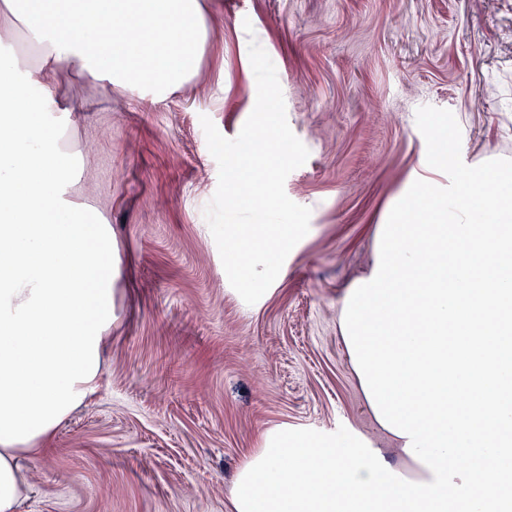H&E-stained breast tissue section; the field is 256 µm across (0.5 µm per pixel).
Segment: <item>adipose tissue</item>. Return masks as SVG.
<instances>
[{"label":"adipose tissue","instance_id":"adipose-tissue-1","mask_svg":"<svg viewBox=\"0 0 512 512\" xmlns=\"http://www.w3.org/2000/svg\"><path fill=\"white\" fill-rule=\"evenodd\" d=\"M0 512H17L20 462L98 389L112 329V227L80 202L82 169L60 144L76 110L44 81L61 68L165 93L195 71L201 0H0Z\"/></svg>","mask_w":512,"mask_h":512}]
</instances>
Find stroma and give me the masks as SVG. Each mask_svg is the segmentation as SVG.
Segmentation results:
<instances>
[{
  "label": "stroma",
  "mask_w": 512,
  "mask_h": 512,
  "mask_svg": "<svg viewBox=\"0 0 512 512\" xmlns=\"http://www.w3.org/2000/svg\"><path fill=\"white\" fill-rule=\"evenodd\" d=\"M195 75L160 101L65 69L81 102L61 136L80 199L112 226L120 277L100 385L35 458L18 512H231L246 457L278 430H355L402 462L341 337L346 288L426 162L418 107L451 110L464 163L512 158V0H204ZM273 61L309 150L287 196L312 211L256 305L224 277L205 209L218 164L208 116L237 137L257 94L248 47Z\"/></svg>",
  "instance_id": "stroma-1"
}]
</instances>
